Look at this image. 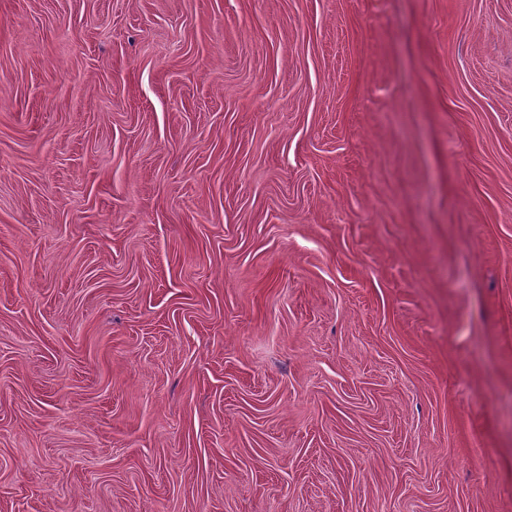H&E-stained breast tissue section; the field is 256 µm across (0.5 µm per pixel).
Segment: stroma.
<instances>
[{
    "label": "stroma",
    "instance_id": "obj_1",
    "mask_svg": "<svg viewBox=\"0 0 512 512\" xmlns=\"http://www.w3.org/2000/svg\"><path fill=\"white\" fill-rule=\"evenodd\" d=\"M0 512H512V0H0Z\"/></svg>",
    "mask_w": 512,
    "mask_h": 512
}]
</instances>
